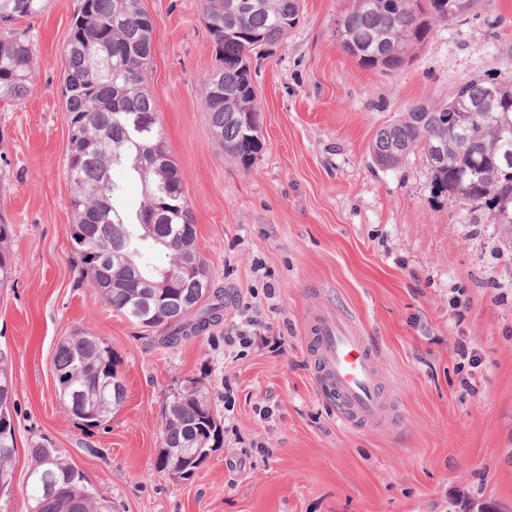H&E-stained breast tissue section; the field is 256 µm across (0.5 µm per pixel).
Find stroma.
<instances>
[{"label": "stroma", "instance_id": "stroma-1", "mask_svg": "<svg viewBox=\"0 0 512 512\" xmlns=\"http://www.w3.org/2000/svg\"><path fill=\"white\" fill-rule=\"evenodd\" d=\"M350 5L301 0L297 26L264 47L254 77L262 148L246 169L199 103L215 64L201 0H142L155 26L148 89L198 250L224 291L222 321L173 347L95 298L73 251L61 82L79 0H50L24 22L31 92L0 102V212L19 258L0 290L17 444L0 512H25L39 442L112 512H459L464 497L512 512V234L439 192L421 154L394 168L371 154L376 133L411 106L445 103L472 79L512 80V0H480L392 71L340 49L336 23ZM316 298L358 319L396 421L349 424L316 385L306 330ZM251 315L280 347L225 350V334ZM78 328L108 347L127 390L98 427L58 395L56 347ZM462 336L477 364L458 352ZM186 378L205 383L224 432L181 480L158 459L168 391Z\"/></svg>", "mask_w": 512, "mask_h": 512}]
</instances>
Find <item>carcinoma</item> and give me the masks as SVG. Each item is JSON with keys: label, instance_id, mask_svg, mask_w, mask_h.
I'll return each mask as SVG.
<instances>
[{"label": "carcinoma", "instance_id": "cac0c4a2", "mask_svg": "<svg viewBox=\"0 0 512 512\" xmlns=\"http://www.w3.org/2000/svg\"><path fill=\"white\" fill-rule=\"evenodd\" d=\"M477 0H352L337 24L344 53L364 67L404 65L439 23L475 9ZM46 0H0V21L10 26L41 13ZM203 22L224 63L219 84L205 78L200 101L224 153L247 169L262 148L259 131L246 136L245 114H258L253 58L282 40L299 22L300 0H203ZM155 31L141 0H80L73 18L62 95L70 128L67 174L73 186L70 226L75 252L95 295L131 322L162 335L172 347L223 317V290L212 288L202 257L185 268L187 241H196L192 209L181 173L165 145L158 107L146 87ZM33 45L21 31L0 39V101L19 104L30 92ZM470 112L455 126L443 113ZM512 119V81L475 79L458 85L441 105L416 104L381 129L375 162L395 167L414 151L429 164L438 191L465 206L482 207L493 224L512 227V134L499 132L487 113ZM442 157H436L437 151ZM115 166L140 181L142 199L125 203L112 182ZM13 225L0 216V288L18 257L8 247ZM126 253L133 269L110 260ZM54 366L60 398L88 426H99L126 398L112 355L92 334L76 330L59 342ZM15 398L0 391V485L12 483L16 452ZM221 428L205 386L188 378L170 388L158 466L187 479L207 456L196 452ZM26 512H111L72 464L42 444L32 449Z\"/></svg>", "mask_w": 512, "mask_h": 512}]
</instances>
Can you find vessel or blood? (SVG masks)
<instances>
[{
    "mask_svg": "<svg viewBox=\"0 0 512 512\" xmlns=\"http://www.w3.org/2000/svg\"><path fill=\"white\" fill-rule=\"evenodd\" d=\"M307 326L315 379L335 399L341 415L360 425L392 420L378 353L356 321L317 300L309 307Z\"/></svg>",
    "mask_w": 512,
    "mask_h": 512,
    "instance_id": "b4317fda",
    "label": "vessel or blood"
}]
</instances>
